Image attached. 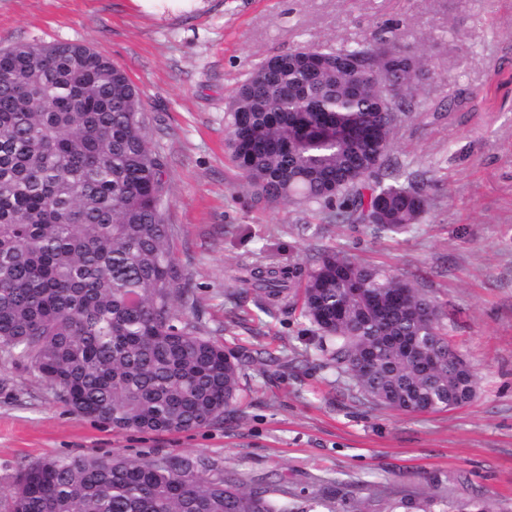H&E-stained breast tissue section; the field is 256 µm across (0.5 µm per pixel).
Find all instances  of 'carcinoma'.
<instances>
[{"label": "carcinoma", "instance_id": "1", "mask_svg": "<svg viewBox=\"0 0 512 512\" xmlns=\"http://www.w3.org/2000/svg\"><path fill=\"white\" fill-rule=\"evenodd\" d=\"M361 71L347 70L348 57ZM432 78L397 35L271 56L235 89L224 148L257 202L314 207L381 236L408 232L433 198L393 157L397 124ZM124 69L88 45L0 49V352L75 415L171 433L224 420L242 361L179 303L188 279L164 223L166 161ZM352 126L355 140L336 136ZM385 200L379 206V200ZM237 280L258 308L300 309L325 366L372 406L437 412L470 402L475 374L440 306L409 280L334 249L305 263L257 252ZM376 352L375 364L362 361ZM8 512H318L247 483L203 452L130 459L59 455L20 471ZM491 512L429 496L382 512Z\"/></svg>", "mask_w": 512, "mask_h": 512}]
</instances>
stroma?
Segmentation results:
<instances>
[{
	"mask_svg": "<svg viewBox=\"0 0 512 512\" xmlns=\"http://www.w3.org/2000/svg\"><path fill=\"white\" fill-rule=\"evenodd\" d=\"M397 26L434 77L427 118L393 154L438 190L420 224L375 237L290 204H256L224 153L232 91L267 57L351 45ZM79 42L122 67L167 163L165 220L191 289L190 318L254 358L234 411L185 432L115 430L71 415L0 353V487L46 456L202 452L245 481L283 485L333 512L444 495L512 506V0H0V48ZM331 248L413 279L442 307L475 399L437 413L371 406L325 367L296 311L239 316L231 271L265 250L285 263Z\"/></svg>",
	"mask_w": 512,
	"mask_h": 512,
	"instance_id": "1",
	"label": "stroma"
}]
</instances>
